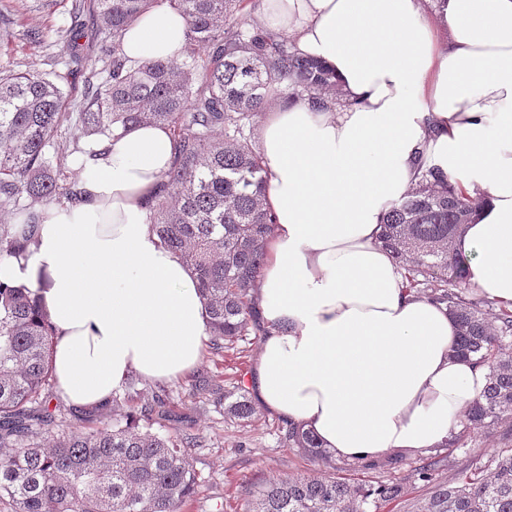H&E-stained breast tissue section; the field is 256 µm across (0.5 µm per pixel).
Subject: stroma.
I'll use <instances>...</instances> for the list:
<instances>
[{"instance_id": "obj_1", "label": "stroma", "mask_w": 512, "mask_h": 512, "mask_svg": "<svg viewBox=\"0 0 512 512\" xmlns=\"http://www.w3.org/2000/svg\"><path fill=\"white\" fill-rule=\"evenodd\" d=\"M70 0H57L47 8L40 0H11L0 9V71L35 68L47 70L50 54L61 53L58 32L69 26ZM45 35L43 45L30 43L28 31ZM105 48L100 38L82 39L78 48L83 69L69 74L65 81L63 109L78 115L84 98V68L96 65ZM260 339L247 335L234 349L221 353L207 350L198 366L183 380L158 384L133 376L102 406L78 409L61 396L57 385H50L42 406L52 417L51 435L71 434L111 427L116 418L150 400L153 391L165 388L169 394L171 419L169 431L198 437L200 444L190 451L191 462L199 475L194 496L181 512H248L260 483L273 476H306L317 465L304 453L280 441L282 421L269 412L257 411L246 424L224 415V404L213 395V388L235 391L245 384L249 369L259 348ZM418 455H402L392 469H366L361 463L337 462L340 477L363 480L397 478L406 482L409 500L425 496L427 489L414 482L411 474L419 465Z\"/></svg>"}]
</instances>
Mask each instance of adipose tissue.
Returning a JSON list of instances; mask_svg holds the SVG:
<instances>
[{"instance_id": "obj_1", "label": "adipose tissue", "mask_w": 512, "mask_h": 512, "mask_svg": "<svg viewBox=\"0 0 512 512\" xmlns=\"http://www.w3.org/2000/svg\"><path fill=\"white\" fill-rule=\"evenodd\" d=\"M256 19L333 72L345 104L275 107L257 130L275 224L249 387L339 460L442 447L486 372L453 357L456 322L405 292L379 235L391 204L439 169L478 203L455 242L468 282L512 303V0H263ZM186 29L158 0L123 53L179 58ZM94 150L79 199L49 205L25 255L0 263V281L48 312L53 377L76 407L107 401L133 372L179 381L210 322L195 272L146 222L174 158L169 130L136 125Z\"/></svg>"}]
</instances>
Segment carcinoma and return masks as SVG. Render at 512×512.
I'll return each mask as SVG.
<instances>
[{"label": "carcinoma", "instance_id": "cac0c4a2", "mask_svg": "<svg viewBox=\"0 0 512 512\" xmlns=\"http://www.w3.org/2000/svg\"><path fill=\"white\" fill-rule=\"evenodd\" d=\"M157 0H73L66 32L79 66L78 40L112 38L100 69L85 75L79 121L62 111L64 91L39 70L0 72V262L23 256L42 211L77 195L49 148L61 131L72 139L111 138L141 123L162 124L174 162L148 203L147 223L161 243L192 267L210 310L212 349L233 347L253 329L256 281L274 217L264 206L266 170L256 119L278 101H309L330 110L341 91L317 60L290 39L257 26L247 0H169L186 19L177 60L129 65L125 31ZM477 204L451 178L433 170L391 205L382 246L407 271V288L445 304L459 328L454 356L487 369V385L466 407L448 453L493 434L497 450L474 456L442 484L441 455L413 470L431 488L412 512H512V306L471 295L469 258L454 248ZM49 317L26 288L0 283V500L14 512H179L193 496L197 473L190 434L150 431L169 420L159 389L140 410L111 428L43 436L52 420L40 409L52 374ZM225 413L250 421L255 407L243 392L224 395ZM283 442L330 463L316 436L300 424L282 427ZM407 494L396 479L350 483L322 472L263 482L251 512H376Z\"/></svg>", "mask_w": 512, "mask_h": 512}]
</instances>
